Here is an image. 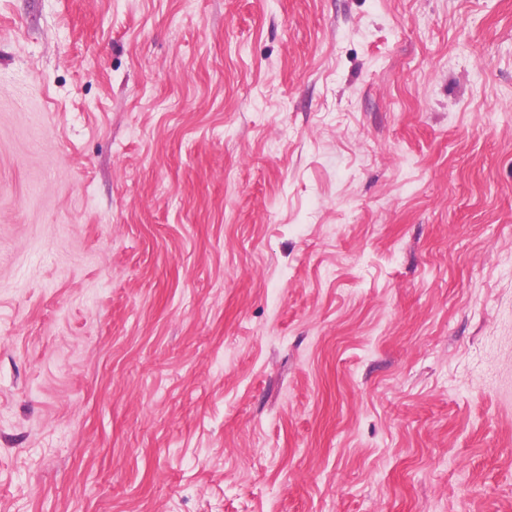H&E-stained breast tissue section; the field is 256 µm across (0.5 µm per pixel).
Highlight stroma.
Listing matches in <instances>:
<instances>
[{
	"mask_svg": "<svg viewBox=\"0 0 512 512\" xmlns=\"http://www.w3.org/2000/svg\"><path fill=\"white\" fill-rule=\"evenodd\" d=\"M0 512H512V0H0Z\"/></svg>",
	"mask_w": 512,
	"mask_h": 512,
	"instance_id": "35a3bbf8",
	"label": "stroma"
}]
</instances>
